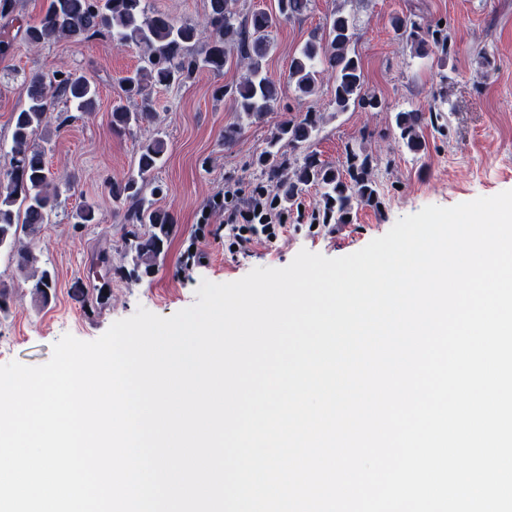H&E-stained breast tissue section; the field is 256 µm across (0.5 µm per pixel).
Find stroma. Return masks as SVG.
I'll return each mask as SVG.
<instances>
[{
  "mask_svg": "<svg viewBox=\"0 0 512 512\" xmlns=\"http://www.w3.org/2000/svg\"><path fill=\"white\" fill-rule=\"evenodd\" d=\"M45 7L46 0H18L16 24L0 28V37L11 43L0 56V168L9 164L12 115L28 101L31 74L71 69L96 84L98 99L92 116L74 113L45 144L50 172L63 186L59 208L34 242L40 266L52 275L48 303L34 301L30 282L8 252L0 253V283L9 288L7 307L0 310V365L44 364L64 334L95 340L140 307L171 316L196 303L201 281L228 283L257 267L283 268L303 249L329 258L346 256L425 206L450 207L512 190V0H314L310 11L272 29L265 69L282 85L283 96L264 121L244 125L229 150L224 129L238 123V114L232 95L219 98L215 90L235 87L244 72L241 65L232 63L221 74L203 72L182 86L157 89L155 119L117 135L111 110L121 93L119 80L141 65L142 50L106 35L33 49L18 30L38 22ZM339 9L355 19L359 38L353 48L365 88L382 99V109L336 111L334 79L328 72L309 98L297 97L287 84L293 56L311 36L323 34ZM410 13L444 24L455 43L449 60L416 57L396 36L392 17ZM439 96L445 99L443 131L425 128V150L409 153L395 139L394 113L430 111ZM305 112L325 116L311 144L321 160L341 165L350 143L372 155L379 206L359 207L352 223L335 236L316 235L308 230L307 214L319 195L308 188L302 210L289 211L288 231L276 247L257 245L229 254L224 212L214 207V200L230 183L251 191L256 185L252 157L263 150L278 121ZM159 130L168 148L164 165L151 180L163 185L158 203L174 213L177 224L154 273L131 283L119 270L124 230L106 185L135 169L140 144ZM84 201L95 204L99 221L77 228L68 215ZM191 248L197 257L190 263L186 256ZM101 249L112 255L107 275L91 264L93 252ZM106 276L111 282L100 300L96 289Z\"/></svg>",
  "mask_w": 512,
  "mask_h": 512,
  "instance_id": "obj_1",
  "label": "stroma"
}]
</instances>
